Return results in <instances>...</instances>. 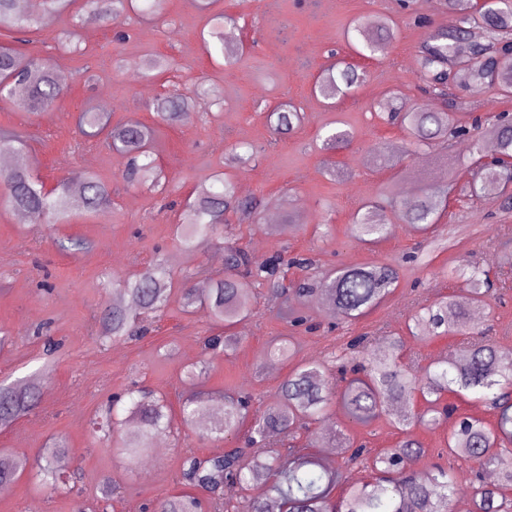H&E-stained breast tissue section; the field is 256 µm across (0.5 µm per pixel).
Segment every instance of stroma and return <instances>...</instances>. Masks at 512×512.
<instances>
[{
    "instance_id": "35a3bbf8",
    "label": "stroma",
    "mask_w": 512,
    "mask_h": 512,
    "mask_svg": "<svg viewBox=\"0 0 512 512\" xmlns=\"http://www.w3.org/2000/svg\"><path fill=\"white\" fill-rule=\"evenodd\" d=\"M217 7L238 20L225 27L230 43L241 51L231 67L207 55L201 39L207 15L197 0H167L159 16L130 14L121 27L128 33L122 42L115 39L116 25L78 27L68 15L29 35L30 50L52 54L58 74L65 77V94L59 108L39 116L0 103V129L27 135L30 160L46 188L73 172L89 170L112 185L115 195L110 208L96 214L76 208L62 224H29L0 206V329L21 335L0 349V382L27 383L38 374L44 358L38 329H47L60 344L35 412L0 429V454L32 459L48 438L64 437L63 470L79 490L75 496L58 494L23 476L10 483L8 493H0V512H142L150 501L181 491L185 449L203 457L220 455L238 440L176 429L162 436L165 452L153 458L151 467L127 463L112 448L101 446L92 430V419L112 395L136 383L166 396L171 408H178L187 391L184 370L202 363L207 400L233 390L246 392L254 398V410L262 412L297 364L328 360L360 334L371 336L376 346L384 344L385 334L402 335V363L416 355L422 364H431L454 339L408 336L412 305L460 288V281L442 277L444 269L468 263L491 268L499 262L501 227L512 225V209L503 210L499 197L473 200L464 195L463 185L473 178L467 162L469 141L417 150L407 132L378 116L381 103L395 90L401 91L406 106L427 112L443 109L441 100L421 92L417 65L423 42L448 25L439 0H413L407 10L398 0H219ZM359 17L395 22V37L384 58L359 59L351 51L346 32ZM69 31L75 33L80 52H52L58 36ZM332 50L359 62L367 79L330 105L313 86ZM151 54L173 57L183 68L181 77L165 73L142 78ZM200 76L224 90L216 120L203 123L200 116L209 103L196 101L176 125L161 127L154 145L159 164L176 182L175 199L184 200L199 185L228 171L252 196L274 201L277 207L272 215L261 212L256 224L231 215L239 243L250 254L284 245L292 252L312 254L322 271L370 262L397 268L395 293L369 315L333 327L327 310L309 303L305 309L318 329L296 331L284 318L285 298L262 289L256 297L258 314L248 324L245 339L226 354L213 356L204 349L211 331L206 310L187 315L175 303L141 338L103 347L91 335L90 316L105 310L108 296L116 292L115 281L161 257L175 284L203 289L224 271L212 261L223 254L224 245L210 241L193 253L181 250L175 241L180 210L164 209L148 191L124 187L125 160L119 153L93 142L82 151L71 150L77 135L75 116L105 91L112 98L113 120L150 124L157 98ZM283 102L295 105L304 120L293 135L280 139L272 134L266 115L269 107ZM337 120L352 138L339 149H323L325 133ZM238 143L251 144L256 161L227 170L224 151ZM450 173L456 176L457 188L441 217L449 226L448 246L436 251L430 264L414 260L419 236L405 226H396L392 235L373 246L352 237L354 214L366 200L380 199L383 185L393 178L420 190L441 183ZM292 212L297 215L292 234L275 236L274 221H285ZM67 236L87 239L91 251L76 257L61 254L56 241ZM286 336L294 345L293 358L270 360L271 346ZM312 430L327 443L341 430L376 450L393 446L399 437L389 416L361 424L339 405ZM107 476L121 487L119 496L109 501L102 500L99 491Z\"/></svg>"
}]
</instances>
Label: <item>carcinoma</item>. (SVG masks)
<instances>
[{"mask_svg":"<svg viewBox=\"0 0 512 512\" xmlns=\"http://www.w3.org/2000/svg\"><path fill=\"white\" fill-rule=\"evenodd\" d=\"M73 0H42L41 11H24L19 0H0V32L21 35L43 27L47 21L69 10ZM443 6L454 19L448 28L439 30L421 47L418 67L424 92L438 98L447 95L448 87L463 89L486 85L498 95H512V0L478 3V0H443ZM134 9V0H83L82 24H117ZM359 18L353 30L358 42L356 55L376 59L384 54L395 37L393 21H381L373 31ZM473 27L488 30L487 38L468 44V54H458L459 40ZM204 48L209 56H219L233 65L237 56L224 40V14L215 16L208 30ZM174 67L173 60L150 57L143 68L146 76ZM366 71L359 65L340 61L336 68L321 71L315 87L326 99H334L359 86ZM64 89L56 69L38 53L22 50L18 45H0V97L16 109L40 115L55 108ZM224 102L223 94L209 80L202 79L184 93L159 98L155 106L156 125H174L195 100ZM302 113L284 105L271 109L267 120L279 137L294 132L301 124ZM384 120L400 121L416 143L427 146L436 141L460 138L487 126L493 130L492 142L473 139L472 164L477 169L480 191L484 195L501 193L512 177V118L506 113H488L472 118L463 125L452 112H389ZM80 138L70 145L81 149L96 139L112 146L126 158L123 179L161 195H169L172 179L158 164L152 142L155 125L140 121L112 123L106 112L86 110L79 118ZM0 151L17 157L18 163L3 176L5 202L17 216L32 224H61L74 206L70 181L64 179L51 190L27 163V140L14 132L0 133ZM453 174L438 186L424 188L413 203L396 214L400 223L426 235L432 249L446 247V242L433 236V228L447 205L448 186ZM80 205L88 213L100 212L112 204V189L96 174L84 171L78 176ZM351 233L365 244H376L394 231L382 222L375 208L362 206ZM239 213L254 220L260 216V201L242 199L229 178H216L208 186L195 191L192 201L185 203L183 224L178 241L186 252L200 243L224 240V274L211 279L207 293L192 287L172 292V277L161 262L145 267L119 283V291L129 297L133 306L114 304L97 317L96 340L102 345L124 342L144 331L145 322L164 311L177 299L182 311L189 313L206 307L214 326L234 331L253 316L255 290L274 286L294 306L286 319L302 326L307 317L295 305L308 300L320 302L336 321L356 320L375 309L393 295L398 283L397 270L387 264L370 263L362 267H342L322 278L288 281V273L303 271L315 265L304 257H289L288 250H275L256 259L239 247L228 230L226 215ZM60 252L77 256L89 244L82 238L57 240ZM448 279H461L466 287L456 295L443 296L430 304H419L411 312L407 330L417 338L426 336H463L461 347L448 352V358L430 365H404L399 361L402 337H389L388 348L368 357L365 350L370 337H354L346 353L334 361L336 376L328 379L321 363L297 366L281 383L268 412L249 420L251 397L238 393L224 399V414L209 422L199 418L205 411L204 393L197 391L182 399L179 406L181 425L211 436H235L247 428L246 444L266 448L278 437L288 439L285 447L265 454L247 455L235 446L222 456L200 457L188 453L183 457L181 478L186 489L158 501L156 512H268V501L287 512H450V502L460 484H465L473 502V512H512V347L504 346L489 330L482 328L487 315L486 297L495 287L507 292L506 284L491 276L488 268L454 267L443 271ZM242 332L230 336L213 334L204 340L205 348L227 351L241 340ZM39 382L5 385L0 383V427H9L31 414L39 396ZM476 392L493 411L494 420L460 417L450 425L445 448L448 466L436 465L424 477L417 476L410 464L426 452L413 433L414 427L445 425L456 413L455 405L445 400L449 393ZM123 413L117 412L121 399L93 421V427L109 438L132 460L146 455L153 437L170 423L167 400L145 390L130 391ZM422 400L425 407L414 409ZM341 401L351 418L366 422L401 405L394 416L400 438L394 446L375 452L363 443L343 437L338 447L346 452L345 460L359 462L372 472L362 484L350 485L335 495L342 482L340 469L322 466L308 446L297 441L295 433L317 423L327 408ZM64 444L56 440L40 449L36 464L26 457L0 458V485L10 483L31 469L35 478L56 493L73 491L71 478L57 469V459ZM494 470L495 482L484 479V472ZM241 492L239 499L224 498V487ZM256 489L260 494H253Z\"/></svg>","mask_w":512,"mask_h":512,"instance_id":"obj_1","label":"carcinoma"}]
</instances>
